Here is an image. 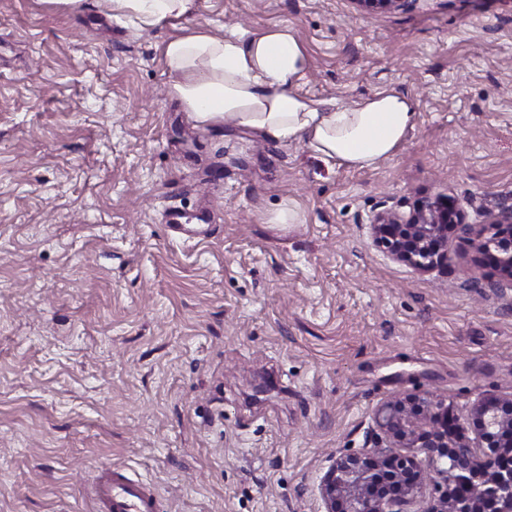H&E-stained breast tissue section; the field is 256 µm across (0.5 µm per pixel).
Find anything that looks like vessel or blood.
I'll return each mask as SVG.
<instances>
[{
	"label": "vessel or blood",
	"instance_id": "obj_1",
	"mask_svg": "<svg viewBox=\"0 0 512 512\" xmlns=\"http://www.w3.org/2000/svg\"><path fill=\"white\" fill-rule=\"evenodd\" d=\"M101 512H155L156 501L146 486L124 469L101 465L93 485Z\"/></svg>",
	"mask_w": 512,
	"mask_h": 512
}]
</instances>
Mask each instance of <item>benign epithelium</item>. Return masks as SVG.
Segmentation results:
<instances>
[{
  "label": "benign epithelium",
  "mask_w": 512,
  "mask_h": 512,
  "mask_svg": "<svg viewBox=\"0 0 512 512\" xmlns=\"http://www.w3.org/2000/svg\"><path fill=\"white\" fill-rule=\"evenodd\" d=\"M366 12L401 10L418 0H357ZM373 243L418 273L448 268V235L471 236L474 250L512 288V208L489 224H469L455 200L437 198L408 211L376 213ZM479 443L448 430L447 399L425 392L380 409L373 447L337 458L322 479L325 512H406L427 482L440 491L421 512H512V398H487L472 411Z\"/></svg>",
  "instance_id": "7a95c632"
}]
</instances>
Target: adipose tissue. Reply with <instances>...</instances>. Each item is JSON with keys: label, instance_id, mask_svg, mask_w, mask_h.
Listing matches in <instances>:
<instances>
[{"label": "adipose tissue", "instance_id": "obj_1", "mask_svg": "<svg viewBox=\"0 0 512 512\" xmlns=\"http://www.w3.org/2000/svg\"><path fill=\"white\" fill-rule=\"evenodd\" d=\"M113 18L156 27L194 0H106ZM172 89L200 124L228 122L279 141H303L318 157L366 169L391 158L415 122L405 94L379 92L350 107L301 94L307 55L286 25L262 33H197L163 45Z\"/></svg>", "mask_w": 512, "mask_h": 512}]
</instances>
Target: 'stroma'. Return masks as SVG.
I'll return each mask as SVG.
<instances>
[{
	"label": "stroma",
	"mask_w": 512,
	"mask_h": 512,
	"mask_svg": "<svg viewBox=\"0 0 512 512\" xmlns=\"http://www.w3.org/2000/svg\"><path fill=\"white\" fill-rule=\"evenodd\" d=\"M284 24L302 93L413 100L392 158L326 162L174 95L169 37ZM441 196L472 224L512 206V0H194L148 28L0 0V512H94L104 462L158 512H324L333 461L425 391L475 437L477 401L512 397V291L464 239L422 275L369 231ZM286 204L299 223H267Z\"/></svg>",
	"instance_id": "obj_1"
}]
</instances>
